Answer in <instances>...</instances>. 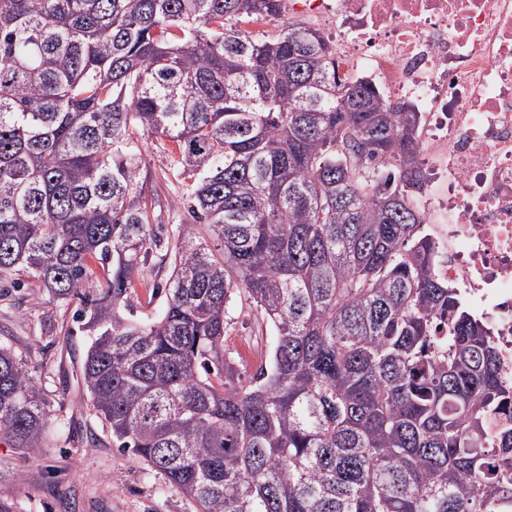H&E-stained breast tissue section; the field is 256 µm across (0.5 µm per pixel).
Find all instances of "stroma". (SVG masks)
Returning <instances> with one entry per match:
<instances>
[{"label": "stroma", "mask_w": 512, "mask_h": 512, "mask_svg": "<svg viewBox=\"0 0 512 512\" xmlns=\"http://www.w3.org/2000/svg\"><path fill=\"white\" fill-rule=\"evenodd\" d=\"M140 143L152 227L163 246L171 245L179 224H195L197 233L206 235V225L195 223L185 201L174 143L148 136ZM171 271L169 262L156 258L135 275V315L164 304ZM14 279L11 285L0 281V341L35 368L43 390L63 398L65 407L41 451L24 454L0 440V494L13 512H195L193 502L142 461L109 443H87V432H101L102 426L76 377L85 339L73 321L75 307L25 284L24 274ZM231 318L225 355L249 377L267 364L273 331L241 293L233 298Z\"/></svg>", "instance_id": "stroma-1"}]
</instances>
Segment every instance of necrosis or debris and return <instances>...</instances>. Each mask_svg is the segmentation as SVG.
Wrapping results in <instances>:
<instances>
[{"mask_svg": "<svg viewBox=\"0 0 512 512\" xmlns=\"http://www.w3.org/2000/svg\"><path fill=\"white\" fill-rule=\"evenodd\" d=\"M288 20L420 112L442 273L481 306L512 384V0H288Z\"/></svg>", "mask_w": 512, "mask_h": 512, "instance_id": "necrosis-or-debris-1", "label": "necrosis or debris"}]
</instances>
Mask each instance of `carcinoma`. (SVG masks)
<instances>
[{"label": "carcinoma", "instance_id": "1", "mask_svg": "<svg viewBox=\"0 0 512 512\" xmlns=\"http://www.w3.org/2000/svg\"><path fill=\"white\" fill-rule=\"evenodd\" d=\"M281 6L0 0V279L80 300L93 416L197 512H512V386L438 272L421 113L341 74L317 29H243ZM137 131L177 145L220 251L179 225L145 320ZM241 292L275 337L249 379L224 355ZM53 407L0 343V438L39 450Z\"/></svg>", "mask_w": 512, "mask_h": 512}]
</instances>
